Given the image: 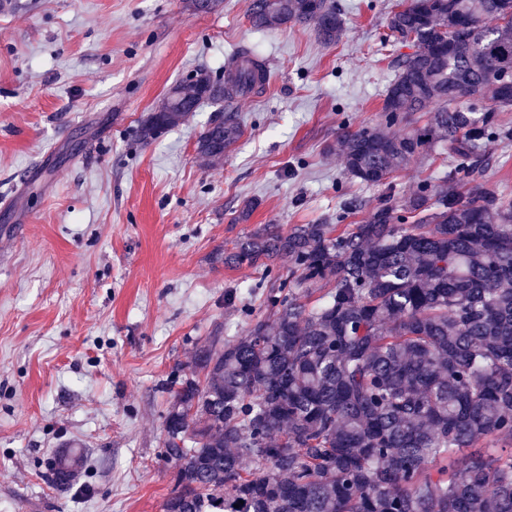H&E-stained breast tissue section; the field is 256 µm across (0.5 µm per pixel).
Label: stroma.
Returning a JSON list of instances; mask_svg holds the SVG:
<instances>
[{"instance_id": "35a3bbf8", "label": "stroma", "mask_w": 512, "mask_h": 512, "mask_svg": "<svg viewBox=\"0 0 512 512\" xmlns=\"http://www.w3.org/2000/svg\"><path fill=\"white\" fill-rule=\"evenodd\" d=\"M399 0H336L345 32L254 29L250 0L215 12L182 0H0V512H161L167 384L208 337L264 316L261 271L220 256L265 224H332L350 201L391 205L442 183V145L386 184L352 177L342 126H378L405 48L386 17ZM268 63L237 99L244 133L219 161L196 140L206 104L146 143L140 125L171 87L223 78L240 49ZM476 183L512 196V106ZM83 464L69 486L44 473ZM75 460L71 457H59L51 464L46 475L52 484H65L73 477Z\"/></svg>"}]
</instances>
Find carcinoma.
<instances>
[{
  "mask_svg": "<svg viewBox=\"0 0 512 512\" xmlns=\"http://www.w3.org/2000/svg\"><path fill=\"white\" fill-rule=\"evenodd\" d=\"M248 18L312 24L327 45L343 35L335 0H250ZM386 26L414 52L395 60L385 126L345 130L337 149L350 175L383 185L443 142L448 186L425 183L337 234L267 224L224 253L263 271L266 316L210 337L170 383L162 512H512V199L456 189L487 165L495 112L512 106V0H402ZM227 69L173 86L141 136L264 88L250 50ZM414 112L424 127L393 131ZM240 136L229 108L197 153L219 160ZM321 282L323 301H303ZM74 469L59 457L47 480Z\"/></svg>",
  "mask_w": 512,
  "mask_h": 512,
  "instance_id": "carcinoma-1",
  "label": "carcinoma"
}]
</instances>
